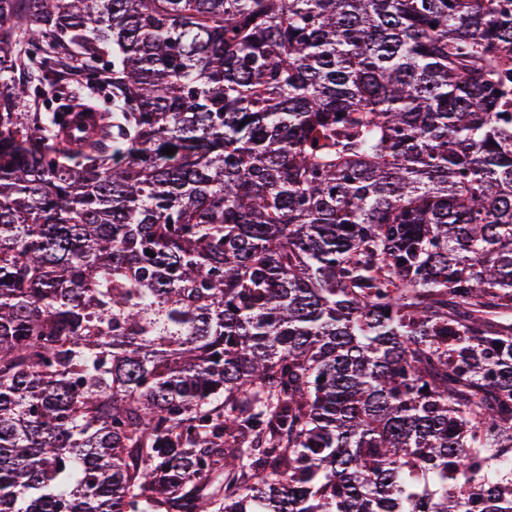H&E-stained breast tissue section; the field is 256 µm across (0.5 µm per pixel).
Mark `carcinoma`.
<instances>
[{"instance_id":"carcinoma-1","label":"carcinoma","mask_w":512,"mask_h":512,"mask_svg":"<svg viewBox=\"0 0 512 512\" xmlns=\"http://www.w3.org/2000/svg\"><path fill=\"white\" fill-rule=\"evenodd\" d=\"M0 512H512V0H0Z\"/></svg>"}]
</instances>
